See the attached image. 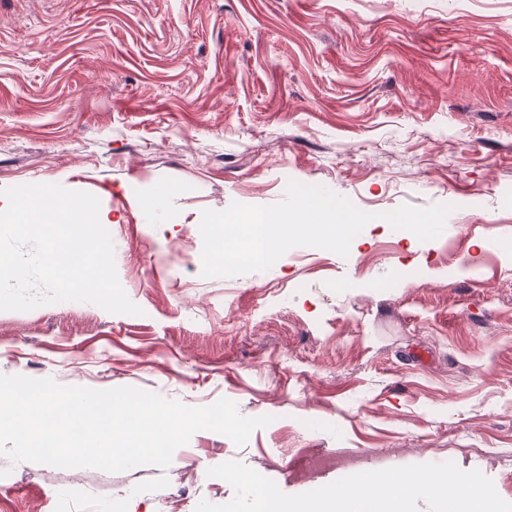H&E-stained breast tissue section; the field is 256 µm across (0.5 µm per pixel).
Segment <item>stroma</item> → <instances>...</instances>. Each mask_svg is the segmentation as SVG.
Masks as SVG:
<instances>
[{
    "mask_svg": "<svg viewBox=\"0 0 512 512\" xmlns=\"http://www.w3.org/2000/svg\"><path fill=\"white\" fill-rule=\"evenodd\" d=\"M291 180L372 214L348 257L203 277L202 211ZM37 183L99 199L141 312L0 311V374L273 421L164 471L0 455V512H195L231 460L290 495L339 479L289 475L306 448L450 460L512 502V0H0V188ZM403 204L453 211L422 242L381 220Z\"/></svg>",
    "mask_w": 512,
    "mask_h": 512,
    "instance_id": "stroma-1",
    "label": "stroma"
}]
</instances>
